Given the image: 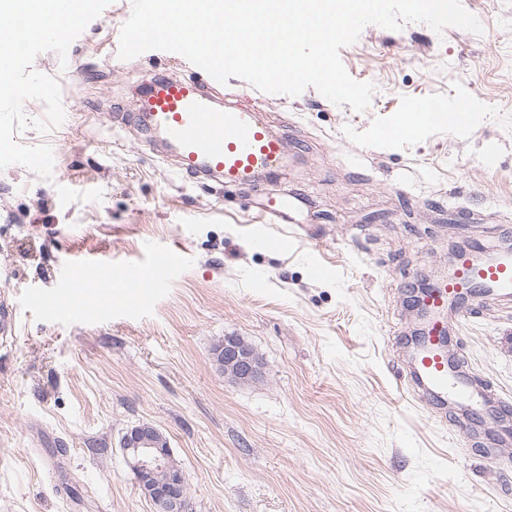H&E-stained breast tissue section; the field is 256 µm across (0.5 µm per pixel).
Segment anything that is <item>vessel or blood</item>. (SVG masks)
<instances>
[{
    "instance_id": "vessel-or-blood-1",
    "label": "vessel or blood",
    "mask_w": 512,
    "mask_h": 512,
    "mask_svg": "<svg viewBox=\"0 0 512 512\" xmlns=\"http://www.w3.org/2000/svg\"><path fill=\"white\" fill-rule=\"evenodd\" d=\"M143 106L139 121L171 149L179 171L186 175L240 186L275 174L285 162L284 140L268 129L257 112L245 106L217 104L199 81L152 80ZM454 265L455 276L436 281L429 295L431 337L447 328L448 300L463 289L478 285L487 293L512 297V255H502L495 263L479 268L458 255ZM115 282L128 294L138 296L145 288L157 287L160 279L116 274L108 264L91 262L73 272L67 294H44L39 301L46 309L64 312L72 309L87 289L108 288ZM431 337L413 357L414 390L432 401L450 399L491 411L490 401L468 377L453 371Z\"/></svg>"
}]
</instances>
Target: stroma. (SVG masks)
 Returning a JSON list of instances; mask_svg holds the SVG:
<instances>
[{"mask_svg":"<svg viewBox=\"0 0 512 512\" xmlns=\"http://www.w3.org/2000/svg\"><path fill=\"white\" fill-rule=\"evenodd\" d=\"M462 4L482 34L370 25L341 48L374 86L365 111L311 87H214L288 146L282 173L239 187L181 173L132 120L151 79L207 77L173 52L119 58L132 0H111L66 60L36 58L66 118L16 137L51 146L52 180L0 171V512H155L120 447L140 424L165 436L192 512H512L504 423L438 409L407 381L414 285L457 247L512 237V0ZM434 100L469 101V122L389 137ZM269 197L303 202L279 227L284 251L253 242ZM168 251L181 262L157 288L94 320L37 299L66 293L77 265L150 276ZM448 325L465 372L512 402V300ZM227 336L251 347L258 380L225 377L212 350Z\"/></svg>","mask_w":512,"mask_h":512,"instance_id":"35a3bbf8","label":"stroma"}]
</instances>
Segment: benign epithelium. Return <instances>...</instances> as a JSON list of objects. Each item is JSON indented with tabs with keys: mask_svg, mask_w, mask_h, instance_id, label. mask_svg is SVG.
Listing matches in <instances>:
<instances>
[{
	"mask_svg": "<svg viewBox=\"0 0 512 512\" xmlns=\"http://www.w3.org/2000/svg\"><path fill=\"white\" fill-rule=\"evenodd\" d=\"M213 355L240 382L261 376L253 350L238 336L224 337ZM121 448L137 488L159 512H189L185 474L172 466L168 442L157 428L149 424L132 427L123 436Z\"/></svg>",
	"mask_w": 512,
	"mask_h": 512,
	"instance_id": "obj_1",
	"label": "benign epithelium"
}]
</instances>
